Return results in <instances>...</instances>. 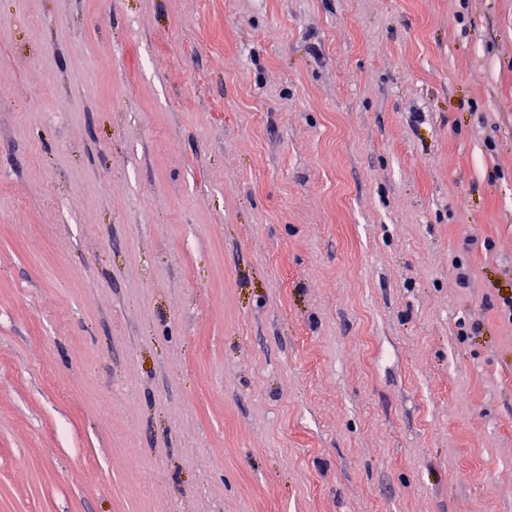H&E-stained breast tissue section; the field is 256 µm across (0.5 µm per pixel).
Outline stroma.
Returning a JSON list of instances; mask_svg holds the SVG:
<instances>
[{
	"instance_id": "stroma-1",
	"label": "stroma",
	"mask_w": 512,
	"mask_h": 512,
	"mask_svg": "<svg viewBox=\"0 0 512 512\" xmlns=\"http://www.w3.org/2000/svg\"><path fill=\"white\" fill-rule=\"evenodd\" d=\"M1 19L0 512H512V0Z\"/></svg>"
}]
</instances>
